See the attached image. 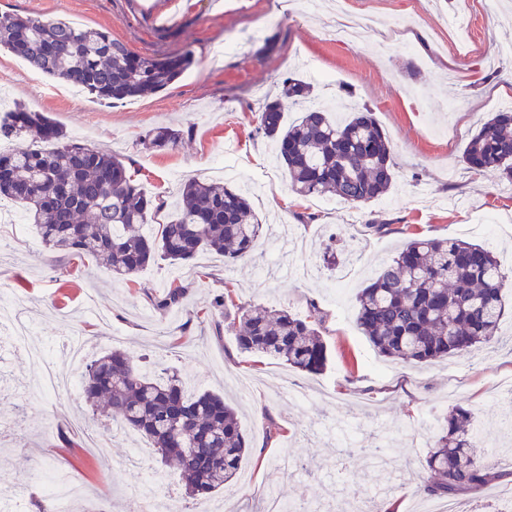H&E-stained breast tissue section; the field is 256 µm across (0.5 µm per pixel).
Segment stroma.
Masks as SVG:
<instances>
[{
  "instance_id": "35a3bbf8",
  "label": "stroma",
  "mask_w": 512,
  "mask_h": 512,
  "mask_svg": "<svg viewBox=\"0 0 512 512\" xmlns=\"http://www.w3.org/2000/svg\"><path fill=\"white\" fill-rule=\"evenodd\" d=\"M0 0V15L64 18L109 31L145 57L185 51L194 65L165 90L117 103L86 91L54 93L53 81L0 51V92L45 113L70 136L123 158L147 191L173 201L184 179H210L229 159L262 186L253 198L262 224H286L302 239L308 277L291 274L287 255L259 248L251 262L228 268L203 253L184 266L161 261L127 279L47 247H29L32 225L0 223L9 289L36 323V338L61 342L77 332L95 359L120 334V347L149 370H176L196 392L222 394L238 412L250 447L236 482L213 494L225 512H252L255 497L275 492L296 512L352 507L369 497L393 500L398 512H430L419 490L437 421L454 405L488 425L512 412L501 390L512 380V279L507 313L493 348L470 356L410 365L379 355L359 333L354 299L383 262L414 238L492 244L512 270V186L466 169L463 150L492 113L512 103V0ZM311 84L317 100L369 108L388 136L397 174L391 190L356 207H324L294 192L266 139L255 133L264 98L282 77ZM182 129L174 149L148 151L150 129ZM497 225L495 239L469 232L478 217ZM386 225L383 233L369 223ZM336 265H326L325 250ZM358 274L332 292L337 265ZM174 282L186 285L178 310L158 312L152 299ZM285 308L319 323L328 364L307 375L266 355L241 352L235 333L215 332V301ZM248 378L241 398L235 378ZM24 353H0V488L14 489L22 512L46 503V475L69 470L82 485L84 512H128L136 494L167 504L182 495L178 471L161 464L144 437L117 431L112 445L89 448L76 420L104 415L83 395L39 393ZM346 426L363 446L380 441L385 460L350 457L326 427ZM490 467L512 470V441L487 432ZM162 477L149 485L144 472Z\"/></svg>"
}]
</instances>
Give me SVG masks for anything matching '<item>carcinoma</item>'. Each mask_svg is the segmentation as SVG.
<instances>
[{"instance_id": "1", "label": "carcinoma", "mask_w": 512, "mask_h": 512, "mask_svg": "<svg viewBox=\"0 0 512 512\" xmlns=\"http://www.w3.org/2000/svg\"><path fill=\"white\" fill-rule=\"evenodd\" d=\"M0 47L32 69L108 102L156 94L194 64L189 53L146 58L108 31L31 16H0ZM313 99V86L288 77L257 115L256 133L275 143L291 188L303 196L332 193L353 206L387 194L396 163L374 114L352 108L347 119L336 121ZM295 109L301 116L285 124L284 113ZM183 135L158 127L141 144L147 150L173 148ZM28 138L53 147L0 153V200L21 205L46 246L91 256L119 276H133L159 260L185 265L203 251L224 256L226 267L256 256L263 225L247 192L188 178L175 201L177 218L144 236L134 226L166 204L145 192L124 159L74 142L47 115L23 105L0 115V141ZM462 162L475 172L494 170L512 185V110L495 112L481 125ZM505 282L498 258L484 245L415 239L357 293L356 326L379 354L406 362L490 347L506 314ZM186 290L170 284L154 299L155 309L180 305ZM238 319L241 351L275 356L307 374L325 370L327 346L305 319L263 306L241 308ZM84 380L86 400L103 402L113 424L146 437L161 462L180 472L188 498L223 491L251 453L235 409L218 394L191 392L176 372L155 375L112 348L87 366ZM475 432L462 406L442 418L426 460L428 496L476 497L502 477L485 465Z\"/></svg>"}]
</instances>
